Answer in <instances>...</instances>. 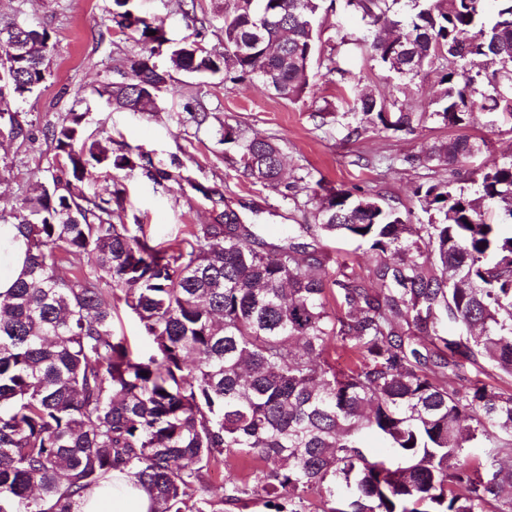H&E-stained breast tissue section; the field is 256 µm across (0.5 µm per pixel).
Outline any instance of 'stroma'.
<instances>
[{"mask_svg":"<svg viewBox=\"0 0 512 512\" xmlns=\"http://www.w3.org/2000/svg\"><path fill=\"white\" fill-rule=\"evenodd\" d=\"M135 2L164 26L171 45L193 41L205 51H223L221 27L229 0ZM112 4L113 0H0V23L16 20L46 29L52 44L40 91L23 100L8 97L0 102L1 110L15 114L32 132L24 143L0 138V215L18 211L25 198L50 179L59 158L44 131L72 110H90L89 132L111 137L115 152L140 147L154 167L171 172V180L159 184L139 168L93 174L99 192L114 184L126 189V204L113 212V223L147 225L160 246L183 235L190 225L214 223L227 210L242 223L259 225L266 242L280 243L283 227L313 223L320 179L336 189L380 199L408 214L410 224L417 227L428 223L429 216L415 189L452 179L447 167L431 160L435 146L458 135L479 144V152L460 165L463 185L470 191L478 188L485 168L512 158L511 117L476 108L464 125H445L438 116L444 90L439 67L406 78L390 72L368 47L356 42L366 34V22L339 10L322 16L320 41L307 70L309 86L297 101L279 98L256 79L233 81L177 71L160 92L157 111L113 109L98 97L97 87L119 80L124 58L145 54L146 48L130 32L113 27ZM331 59L342 72L328 79L324 73ZM364 92L403 106L419 116V123L409 132L361 125L348 106ZM200 111L209 114L201 127L195 122ZM358 125L361 135L352 136ZM228 126L250 137L277 140L286 175L298 182L293 196L282 198L244 174L237 146L221 139ZM301 240L326 259L332 272L343 262L354 268L376 262L365 247L338 237L305 234Z\"/></svg>","mask_w":512,"mask_h":512,"instance_id":"obj_1","label":"stroma"}]
</instances>
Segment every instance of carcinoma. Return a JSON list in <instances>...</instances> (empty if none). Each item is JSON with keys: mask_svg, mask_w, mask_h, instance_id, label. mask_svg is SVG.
<instances>
[{"mask_svg": "<svg viewBox=\"0 0 512 512\" xmlns=\"http://www.w3.org/2000/svg\"><path fill=\"white\" fill-rule=\"evenodd\" d=\"M113 2L120 30L144 45L166 41L128 0ZM323 2L234 0L224 51L184 43L171 67L254 75L295 101ZM344 2L373 27L369 47L390 70L447 62L444 124L462 125L478 96L485 111L512 112V0H433L396 37L383 30L399 26L389 18L397 0ZM1 34L0 98L30 96L46 79L50 35L15 22ZM126 66L133 82L108 83L107 103L157 111L169 72L138 55ZM353 111L393 131L416 121L371 93ZM4 118L0 134L30 139ZM85 120L67 112L47 128L62 161L12 215L27 261L0 293V512H79L114 469L153 495L155 512H224L251 499L272 512H512V388L491 383L512 377V159L487 168L473 195L417 188L434 216L417 229L375 198L317 181V223L302 231L368 245L383 258L373 290L358 273L334 277L295 228L269 244L232 211L165 248L142 224L112 223L123 192L86 194L91 170L147 166L156 183L172 174L114 152L112 138L85 134ZM222 136L250 177L288 198L279 145L244 141L232 126ZM476 150L460 135L431 159L455 165ZM120 307L138 318L147 352L114 331ZM365 434L390 456L369 459ZM226 457L259 468L217 495L204 475Z\"/></svg>", "mask_w": 512, "mask_h": 512, "instance_id": "obj_1", "label": "carcinoma"}]
</instances>
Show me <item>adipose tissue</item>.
I'll use <instances>...</instances> for the list:
<instances>
[{"mask_svg": "<svg viewBox=\"0 0 512 512\" xmlns=\"http://www.w3.org/2000/svg\"><path fill=\"white\" fill-rule=\"evenodd\" d=\"M25 258V240L15 225L0 222V292L12 288L21 277ZM154 508L152 495L117 470L111 480L89 489L80 501V512H153Z\"/></svg>", "mask_w": 512, "mask_h": 512, "instance_id": "1", "label": "adipose tissue"}]
</instances>
